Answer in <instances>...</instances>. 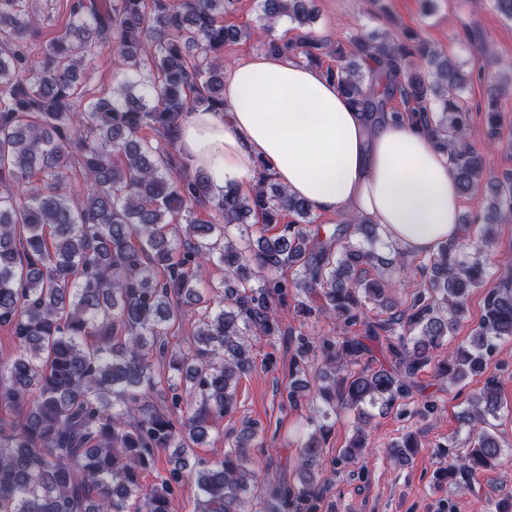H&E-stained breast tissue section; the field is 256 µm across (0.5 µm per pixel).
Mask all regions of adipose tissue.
I'll return each mask as SVG.
<instances>
[{"label":"adipose tissue","instance_id":"obj_1","mask_svg":"<svg viewBox=\"0 0 512 512\" xmlns=\"http://www.w3.org/2000/svg\"><path fill=\"white\" fill-rule=\"evenodd\" d=\"M224 99L227 113H190L178 133L181 154L215 193L254 184L263 161L313 211L369 218L406 253L426 257L460 239L448 157L410 113L372 123L322 72L286 55L238 59Z\"/></svg>","mask_w":512,"mask_h":512}]
</instances>
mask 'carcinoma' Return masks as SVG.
<instances>
[{
  "instance_id": "carcinoma-1",
  "label": "carcinoma",
  "mask_w": 512,
  "mask_h": 512,
  "mask_svg": "<svg viewBox=\"0 0 512 512\" xmlns=\"http://www.w3.org/2000/svg\"><path fill=\"white\" fill-rule=\"evenodd\" d=\"M319 0H261L260 28L287 19L312 27ZM34 0H0V326L15 351L0 356V512H171L185 478L196 484L194 512H316L327 479L321 438L340 407L359 421L342 456L366 449L370 415L420 387L419 373L465 313L470 291L488 275L489 225L512 219V178L485 175L482 153L467 142L473 77L512 90V73L473 61L470 71L415 35L410 41L357 38L358 56L324 69L358 109L399 110L428 126L448 156L459 192L480 190L484 228L467 252L452 240L428 260V285L409 307L372 321L367 305H388L385 267L407 255L376 252L379 225L355 218L328 231L312 208L278 184L266 164L248 188L213 192L208 176L189 167L177 147V123L202 109L227 111L224 48L253 35L224 25L234 0H65L68 22L41 45L44 18ZM109 47L124 80L108 96L88 89L96 51ZM267 53L320 65L321 45L307 32L295 40L267 36ZM438 111L437 120L430 112ZM496 147L502 118L485 115ZM149 128L153 139L141 135ZM203 209L207 218L201 219ZM287 216L290 222H283ZM259 227L244 247L228 228ZM278 228L268 237L265 232ZM224 266L219 298L199 288L208 263ZM288 270L290 277L277 276ZM296 301L304 321L334 318L356 332L298 333L288 365L286 401L305 402L307 376L322 382L320 416L306 419L294 483L260 479L250 448L260 435L248 422L224 457L196 460L237 401L240 379L254 364L249 336L282 335L275 308ZM197 307L193 346L168 355L181 305ZM512 337V283L491 291L469 341L448 349L438 374L451 384L484 374L498 341ZM388 367L368 363L372 345ZM177 378L156 404L155 361ZM501 409L500 383L485 378L467 398L463 450L448 458L435 482L457 488L501 466L508 442L489 417ZM419 447L407 433L386 452L403 463ZM173 449L151 485L142 475L158 451Z\"/></svg>"
}]
</instances>
